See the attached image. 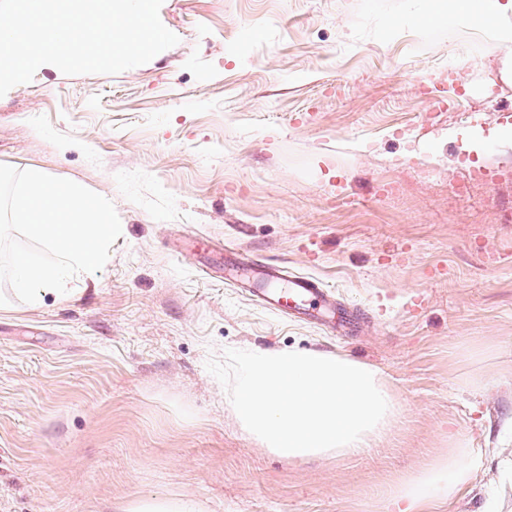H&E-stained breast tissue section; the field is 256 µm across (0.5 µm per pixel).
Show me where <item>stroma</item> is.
Masks as SVG:
<instances>
[{
  "mask_svg": "<svg viewBox=\"0 0 512 512\" xmlns=\"http://www.w3.org/2000/svg\"><path fill=\"white\" fill-rule=\"evenodd\" d=\"M440 3L425 27L422 0H163L179 42L148 63L42 66L0 97V163L106 197L122 228L67 296L0 283V512H384L454 436L480 466L452 512H512V81ZM228 249L319 278L355 330L225 287ZM283 347L379 368L400 417L359 455L261 448L205 364ZM200 507L190 500H175L161 503H129L126 512H199Z\"/></svg>",
  "mask_w": 512,
  "mask_h": 512,
  "instance_id": "1",
  "label": "stroma"
}]
</instances>
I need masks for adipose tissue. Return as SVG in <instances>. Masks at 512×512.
Here are the masks:
<instances>
[{
    "label": "adipose tissue",
    "mask_w": 512,
    "mask_h": 512,
    "mask_svg": "<svg viewBox=\"0 0 512 512\" xmlns=\"http://www.w3.org/2000/svg\"><path fill=\"white\" fill-rule=\"evenodd\" d=\"M454 2L461 21L488 29L498 45L512 48V0ZM467 446L466 439L451 440L420 469L397 478L385 493L390 512H446L475 470L466 458Z\"/></svg>",
    "instance_id": "1"
}]
</instances>
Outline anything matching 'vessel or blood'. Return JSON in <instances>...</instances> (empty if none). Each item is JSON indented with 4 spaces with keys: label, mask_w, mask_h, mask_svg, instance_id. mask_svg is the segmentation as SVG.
<instances>
[{
    "label": "vessel or blood",
    "mask_w": 512,
    "mask_h": 512,
    "mask_svg": "<svg viewBox=\"0 0 512 512\" xmlns=\"http://www.w3.org/2000/svg\"><path fill=\"white\" fill-rule=\"evenodd\" d=\"M231 263L249 273L248 280L234 283L242 294L257 299L272 312L321 326H333L336 300L331 290L319 280L297 276L289 279L287 287L271 288L267 282L276 277L278 266L239 251L233 252Z\"/></svg>",
    "instance_id": "obj_1"
}]
</instances>
